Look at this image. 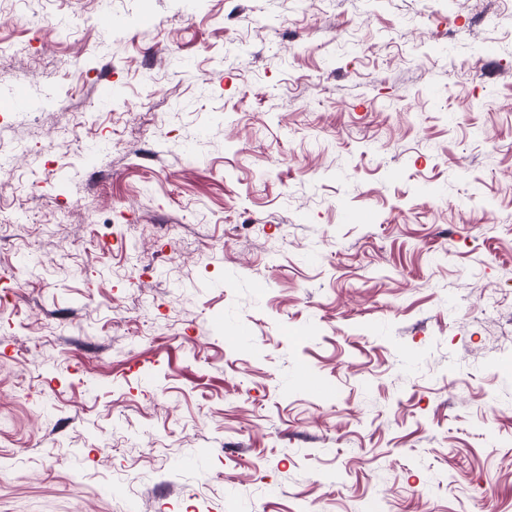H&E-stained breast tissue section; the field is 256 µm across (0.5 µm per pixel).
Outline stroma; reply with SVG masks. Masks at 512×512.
Masks as SVG:
<instances>
[{
  "instance_id": "35a3bbf8",
  "label": "stroma",
  "mask_w": 512,
  "mask_h": 512,
  "mask_svg": "<svg viewBox=\"0 0 512 512\" xmlns=\"http://www.w3.org/2000/svg\"><path fill=\"white\" fill-rule=\"evenodd\" d=\"M16 10L0 512H512V0Z\"/></svg>"
}]
</instances>
